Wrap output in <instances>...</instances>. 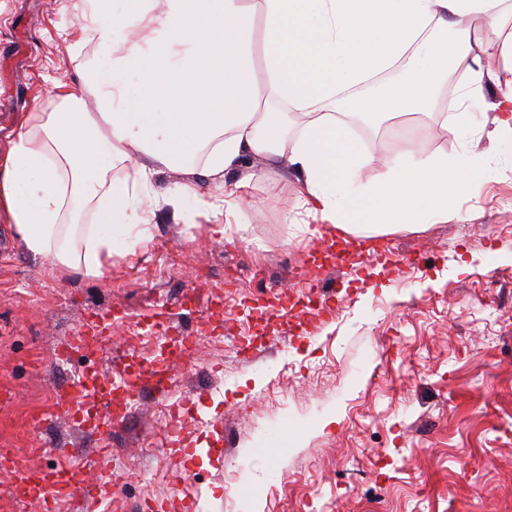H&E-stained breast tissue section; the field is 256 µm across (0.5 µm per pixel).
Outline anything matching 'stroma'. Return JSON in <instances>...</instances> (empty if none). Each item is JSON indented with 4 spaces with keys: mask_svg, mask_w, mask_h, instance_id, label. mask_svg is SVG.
Masks as SVG:
<instances>
[{
    "mask_svg": "<svg viewBox=\"0 0 512 512\" xmlns=\"http://www.w3.org/2000/svg\"><path fill=\"white\" fill-rule=\"evenodd\" d=\"M85 9L0 0L1 156L30 118L58 108L54 80L77 79L92 58ZM467 85L450 73L438 101H464L473 136L451 127L433 141L420 114L367 135L391 158L485 153L459 219L359 238L341 263L295 173L261 159L232 217L200 208L224 197L203 177L197 199L173 203L187 177L159 168L142 199L147 223L115 230L96 273L27 251L0 206V393L12 394L0 405V450L42 467L108 454V506L76 499L56 512H144L173 498L190 512H512V144L490 136L498 85L470 96ZM310 255L336 279L326 321L284 304L307 294ZM108 308L112 348L58 362L79 324ZM157 310L203 331L194 365L175 368L173 391L192 396L199 419L181 433L187 457L167 447L169 397L149 382L128 400L112 393L127 409L105 431L51 413L84 361L118 372L161 353ZM277 440L286 451L263 455Z\"/></svg>",
    "mask_w": 512,
    "mask_h": 512,
    "instance_id": "obj_1",
    "label": "stroma"
}]
</instances>
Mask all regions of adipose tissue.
I'll list each match as a JSON object with an SVG mask.
<instances>
[{
    "instance_id": "obj_1",
    "label": "adipose tissue",
    "mask_w": 512,
    "mask_h": 512,
    "mask_svg": "<svg viewBox=\"0 0 512 512\" xmlns=\"http://www.w3.org/2000/svg\"><path fill=\"white\" fill-rule=\"evenodd\" d=\"M84 29L96 52L82 83L56 82L62 104L21 131L0 162V202L25 247L71 265L60 237L64 209L96 205L104 232L92 235L87 270L112 251V232L140 223L130 185L149 189L155 166L214 180L247 158L287 161L320 228L384 233L459 219L456 199L479 180L483 154L466 163L408 151L376 161L347 122L360 112L383 121L423 113L441 118L435 96L445 68L464 71L473 91L482 61L500 57L493 77V135L512 142V0H88ZM506 27L491 46L475 34ZM261 46H254L255 27ZM462 30L448 40L449 28ZM407 61L406 76L367 98L348 90ZM136 82H127L128 74ZM91 89L96 114L84 112ZM291 107L303 126L283 137L260 104ZM133 165L131 184L113 167ZM375 173L367 182L364 167Z\"/></svg>"
}]
</instances>
